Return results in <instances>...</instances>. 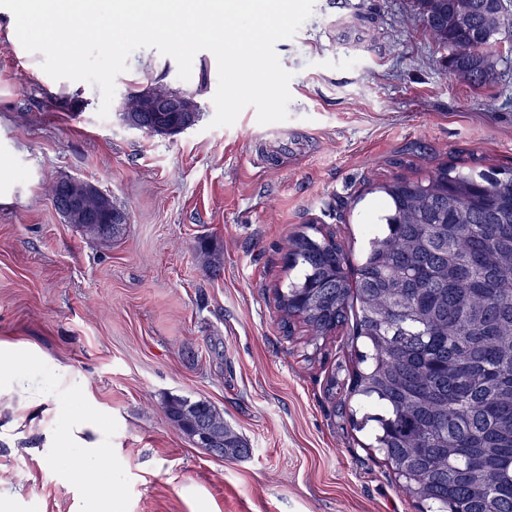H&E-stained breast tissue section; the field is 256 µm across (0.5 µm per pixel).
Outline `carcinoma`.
Here are the masks:
<instances>
[{
    "label": "carcinoma",
    "instance_id": "cac0c4a2",
    "mask_svg": "<svg viewBox=\"0 0 512 512\" xmlns=\"http://www.w3.org/2000/svg\"><path fill=\"white\" fill-rule=\"evenodd\" d=\"M425 27L448 49V70L472 85L500 36L512 33L504 0H418ZM466 46L470 56L457 57ZM148 131L177 121L143 112ZM74 178H59L53 202L67 223L112 241L123 224H94L99 200L69 209ZM374 219L350 272L336 235L305 224L288 237L286 267L299 275L277 291L279 324L302 325L316 347L354 317L349 394L372 425L370 447L391 466L419 512H512V171L446 163L415 178L374 185ZM169 419L189 439L213 437L220 457L246 455L245 440L206 401L167 399ZM484 460L470 468L471 457Z\"/></svg>",
    "mask_w": 512,
    "mask_h": 512
}]
</instances>
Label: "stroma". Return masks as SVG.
<instances>
[{
  "label": "stroma",
  "instance_id": "obj_1",
  "mask_svg": "<svg viewBox=\"0 0 512 512\" xmlns=\"http://www.w3.org/2000/svg\"><path fill=\"white\" fill-rule=\"evenodd\" d=\"M291 72L288 118L245 108L212 127L214 55L189 80L156 49L134 52L107 118L98 87L55 93L0 43V357L22 355L39 405L0 395V512H418L328 393L347 333L312 352L278 325L286 240L315 222L359 262L371 184L444 162L512 170V57L471 86L449 72L417 0H315L275 46ZM150 85L192 95L194 126L176 137L129 129L127 96ZM69 176L112 195L129 218L115 242L55 208ZM221 252L220 272L197 255ZM205 400L248 442L223 459L168 418V396ZM96 419L112 456L106 484L71 471L80 444L61 430Z\"/></svg>",
  "mask_w": 512,
  "mask_h": 512
}]
</instances>
